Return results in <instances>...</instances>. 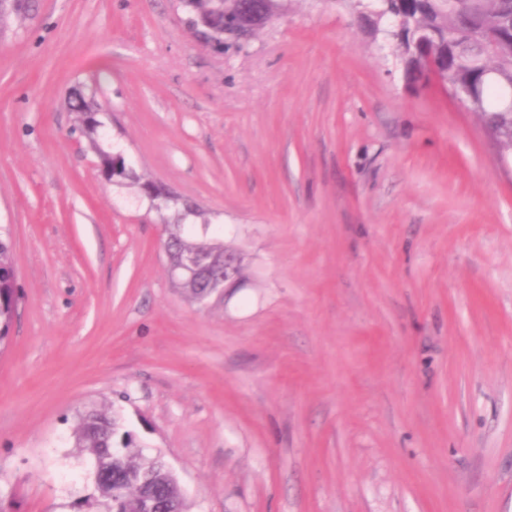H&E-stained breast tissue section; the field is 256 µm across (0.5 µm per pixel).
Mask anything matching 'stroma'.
<instances>
[{
  "label": "stroma",
  "mask_w": 512,
  "mask_h": 512,
  "mask_svg": "<svg viewBox=\"0 0 512 512\" xmlns=\"http://www.w3.org/2000/svg\"><path fill=\"white\" fill-rule=\"evenodd\" d=\"M186 18L37 0L0 33V505L93 492L97 407L186 512H512V154L350 0H278L224 53ZM91 87L113 151L223 228V296L174 287L173 209L103 179L68 108ZM13 247L8 238L0 236V351L8 347L10 332L18 310Z\"/></svg>",
  "instance_id": "1"
}]
</instances>
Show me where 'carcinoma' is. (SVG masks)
Wrapping results in <instances>:
<instances>
[{
  "label": "carcinoma",
  "instance_id": "carcinoma-1",
  "mask_svg": "<svg viewBox=\"0 0 512 512\" xmlns=\"http://www.w3.org/2000/svg\"><path fill=\"white\" fill-rule=\"evenodd\" d=\"M266 0H183L194 25L209 34L212 47L223 51L232 48L224 36L251 35L259 26L252 12L257 3ZM360 17L376 25L385 10L396 13L404 35H385L400 52L409 83L428 80L424 72L427 61L437 67L434 81L461 95V104L478 113L485 125L494 128L502 153H512V0H356ZM72 109L79 115L82 133L98 150L101 174L107 181L134 179L136 174L117 168L116 155L99 150L103 137L100 109L84 93L75 95ZM141 190L158 207L169 208L173 199L158 192L151 182ZM199 212L185 208L176 223L168 225L167 241L173 264L176 258L204 249L211 243V224H185L188 216ZM13 247L9 239L0 237V350L8 347L10 332L18 310ZM73 447L87 455L93 463L112 462L116 473L133 477L119 484L111 478L95 485V494L76 502L88 512H110L112 500L124 498L131 505L140 501L143 490H149L159 512H180L184 501L178 483L161 465V457L147 458L138 449L132 432L122 429L119 419L107 412L89 408L77 416L72 434Z\"/></svg>",
  "mask_w": 512,
  "mask_h": 512
}]
</instances>
